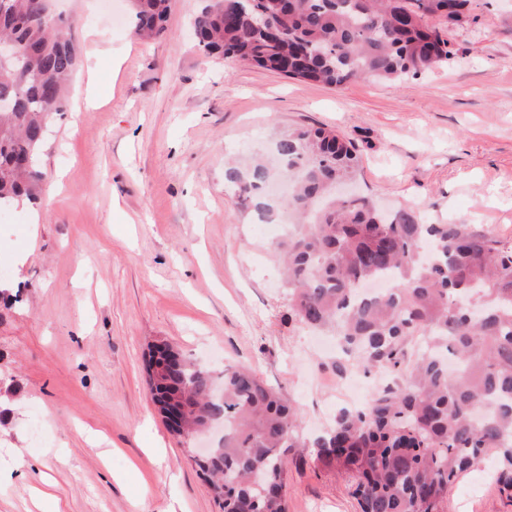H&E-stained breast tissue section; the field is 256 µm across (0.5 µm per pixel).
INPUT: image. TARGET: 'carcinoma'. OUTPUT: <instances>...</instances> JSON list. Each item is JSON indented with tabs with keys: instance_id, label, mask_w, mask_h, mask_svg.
Returning a JSON list of instances; mask_svg holds the SVG:
<instances>
[{
	"instance_id": "1",
	"label": "carcinoma",
	"mask_w": 512,
	"mask_h": 512,
	"mask_svg": "<svg viewBox=\"0 0 512 512\" xmlns=\"http://www.w3.org/2000/svg\"><path fill=\"white\" fill-rule=\"evenodd\" d=\"M463 11L448 0H210L196 19L198 45L289 78L342 86L369 79L393 85L448 64ZM168 0H131L135 34L166 35ZM69 24L46 0H9L0 36L21 61L0 65V206L41 192L45 130L66 110L76 68ZM291 185L267 197L270 170L257 162L224 178L258 213L295 214L284 255L291 316L331 328L354 366L383 378L365 404L340 409L332 426L299 442V413L284 394L243 366L213 374L166 347L155 400L183 409L199 432L224 437L197 462L223 512H288L290 448L346 482L359 512H447L448 489L486 457L512 490V243L473 224H426L411 209L380 212L366 196L337 197L359 167L352 142L322 127L276 143ZM392 276L365 295L369 280Z\"/></svg>"
}]
</instances>
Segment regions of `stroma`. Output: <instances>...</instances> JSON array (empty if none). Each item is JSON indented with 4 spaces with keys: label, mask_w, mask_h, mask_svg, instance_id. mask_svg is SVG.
<instances>
[{
    "label": "stroma",
    "mask_w": 512,
    "mask_h": 512,
    "mask_svg": "<svg viewBox=\"0 0 512 512\" xmlns=\"http://www.w3.org/2000/svg\"><path fill=\"white\" fill-rule=\"evenodd\" d=\"M206 0H171L163 39L133 35L128 0H53L79 64L45 139L36 203L0 221V512H221L147 394L163 341L221 375L244 364L298 406L301 436L345 404L335 354L290 319L274 245L224 179L282 134L353 142L355 188L428 224H476L512 242V0H471L454 55L398 86L303 82L204 59ZM290 449L288 512H358L344 481ZM448 512H512L487 459Z\"/></svg>",
    "instance_id": "1"
}]
</instances>
